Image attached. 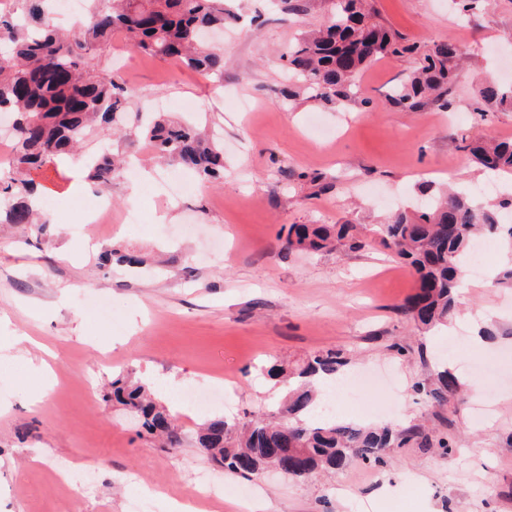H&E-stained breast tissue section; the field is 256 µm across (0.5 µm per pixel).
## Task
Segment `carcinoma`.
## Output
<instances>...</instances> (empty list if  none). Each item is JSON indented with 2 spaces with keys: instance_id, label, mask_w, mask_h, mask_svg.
Returning a JSON list of instances; mask_svg holds the SVG:
<instances>
[{
  "instance_id": "cac0c4a2",
  "label": "carcinoma",
  "mask_w": 512,
  "mask_h": 512,
  "mask_svg": "<svg viewBox=\"0 0 512 512\" xmlns=\"http://www.w3.org/2000/svg\"><path fill=\"white\" fill-rule=\"evenodd\" d=\"M21 13L0 10V110L14 115L13 145L8 170L0 174V193L7 198L0 224H35L38 210L30 197L36 177L54 158L78 151L95 127L121 131L131 92L113 77L95 72L96 57L120 33L136 51L175 60L195 72L224 77V53L206 41V28L224 27L234 19L225 0H88V10L72 34L58 32L48 14L54 0H19ZM421 54L418 66L387 94L389 103L406 112L428 107L448 111L453 104L464 52L447 38L426 51L404 44L377 21L368 0H332L326 21L306 26L297 43L281 53L293 85L281 91L282 103L292 106L300 94L329 105L348 100L353 78L379 57ZM512 109V88L488 79L478 90L476 111ZM156 160L195 170L204 178L224 174V151L204 130L153 117L127 139L129 153L140 142ZM463 157L479 167L512 176V141L462 143ZM87 180L107 188L119 179L124 163L108 151L86 159ZM512 209V197L495 207L476 202L460 190L440 189L424 211L400 210L379 228V244L408 265L418 286L396 312L418 325H443L453 315L463 277V264L472 242L485 228L512 242V225L501 223L500 210ZM373 245L354 224H292L286 246L290 251L318 254L358 252ZM347 365L340 349L314 353L291 369L274 367L270 374L295 380L276 410L250 414L243 423L224 417L206 420L198 433L201 451L224 472L249 479L270 465L295 479H307L319 469L342 470L355 461L380 464L390 448L433 444L451 456L448 440L436 442L416 427L398 429L326 419L316 421L321 397L313 376H336ZM458 379L439 371L416 383L415 392L443 407L459 395ZM112 401L139 418L144 431L173 451L182 444V430L169 409L150 389L129 378L112 381Z\"/></svg>"
}]
</instances>
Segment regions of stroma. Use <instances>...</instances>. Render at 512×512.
I'll return each mask as SVG.
<instances>
[{
  "label": "stroma",
  "instance_id": "stroma-1",
  "mask_svg": "<svg viewBox=\"0 0 512 512\" xmlns=\"http://www.w3.org/2000/svg\"><path fill=\"white\" fill-rule=\"evenodd\" d=\"M301 21L271 0H229L239 15L224 29V77L215 79L132 50L113 38L97 59L101 73L133 89L139 107L169 103L164 116L205 121L224 131V176L206 180L180 168V196L160 181L162 166L141 147L139 176L109 191L107 223L83 212L94 193L73 196L83 169L47 164L43 185L50 235L0 224V512H131L149 494V512L187 502L198 473L220 487L198 512H512V288L495 285L512 268L502 238L484 275L464 278L449 326L425 331L395 311L415 291L412 270L381 246L360 252L288 251L292 224L359 225L372 235L397 206L427 207L423 183L470 188L485 179L462 164L461 139H512V111L480 118L473 99L482 79L512 83V0H373L377 19L406 42L428 49L452 37L466 61L445 112H405L389 88L418 59L380 58L357 83L376 108L359 103L282 106L288 74L279 51L299 23H322L328 0H301ZM140 211L139 227L125 220ZM133 252L132 268L100 266L102 251ZM408 346L399 355L394 344ZM342 349L348 372L388 370L393 386L369 395L395 406L388 422L418 425L440 449L394 448L386 464L354 463L308 480L230 476L199 450L207 415L234 421L275 405L278 385L263 366ZM449 363L464 388H482L490 411L475 421L472 397L439 408L413 384ZM223 370L228 403L205 414L169 396L182 428L171 451L129 424L107 395L117 377L184 388ZM46 396L39 406L29 399ZM64 468L84 469L89 485L59 484Z\"/></svg>",
  "mask_w": 512,
  "mask_h": 512
}]
</instances>
